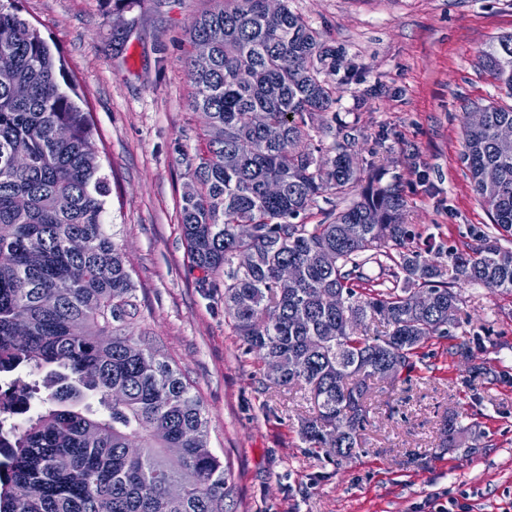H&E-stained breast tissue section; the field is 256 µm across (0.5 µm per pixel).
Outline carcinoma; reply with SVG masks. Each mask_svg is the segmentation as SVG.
Segmentation results:
<instances>
[{"mask_svg":"<svg viewBox=\"0 0 512 512\" xmlns=\"http://www.w3.org/2000/svg\"><path fill=\"white\" fill-rule=\"evenodd\" d=\"M222 0L195 20L185 58L191 106L206 117L204 152L191 163L180 210L200 285L224 287V312L259 360L285 371L266 388H298L316 413L299 434L330 458L357 454L369 382L385 363L411 372L433 337L452 338L461 295L481 284L512 295V107H482L464 126L463 162L499 235L474 254L448 247L451 281L410 248L406 207L393 185L362 183L349 139L318 155L313 134L332 132L338 89L321 35L281 0ZM483 67L512 96V35L481 52ZM63 67L39 31L0 3V376L39 377V410L0 437V512H224L231 462L210 448L209 422L193 384L162 348L137 336V286L109 219L88 114L71 99ZM358 193L321 224L305 212L326 195ZM253 224L243 237L237 225ZM352 227V236L342 226ZM253 262L233 267L240 253ZM390 262L374 282L369 263ZM297 270L282 294L279 269ZM431 295L426 308L419 294ZM383 335L358 332L366 320ZM336 330L333 337L323 329ZM97 400L94 408L87 400ZM468 428L448 417V447Z\"/></svg>","mask_w":512,"mask_h":512,"instance_id":"cac0c4a2","label":"carcinoma"}]
</instances>
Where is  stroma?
Segmentation results:
<instances>
[{"label":"stroma","instance_id":"1","mask_svg":"<svg viewBox=\"0 0 512 512\" xmlns=\"http://www.w3.org/2000/svg\"><path fill=\"white\" fill-rule=\"evenodd\" d=\"M21 16L63 58L89 112L109 176V216L141 302L136 334L159 344L193 381L211 446L232 464L233 512H438L449 498L474 512L512 501V296L465 285L455 329L479 336L472 360L429 340L424 364L373 381L357 458L308 448L307 392L268 390L244 350L224 294L204 292L189 262L180 206L189 162L204 145L183 59L189 28L219 0H17ZM336 53L332 106L350 128L364 180L399 188L415 246L478 248L492 226L462 161L467 112L511 101L479 54L512 34V0H288ZM481 365L501 372L491 382ZM456 411L479 437L446 448Z\"/></svg>","mask_w":512,"mask_h":512}]
</instances>
